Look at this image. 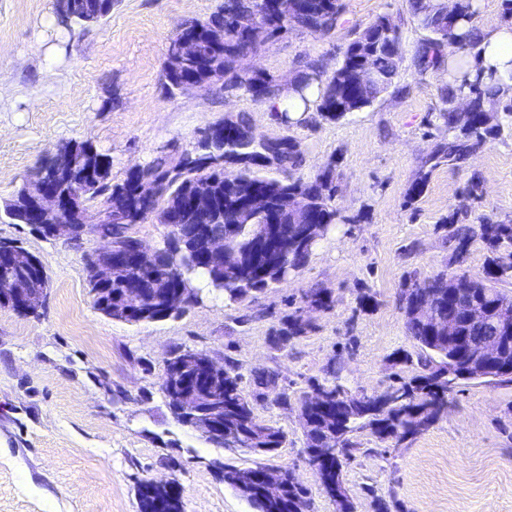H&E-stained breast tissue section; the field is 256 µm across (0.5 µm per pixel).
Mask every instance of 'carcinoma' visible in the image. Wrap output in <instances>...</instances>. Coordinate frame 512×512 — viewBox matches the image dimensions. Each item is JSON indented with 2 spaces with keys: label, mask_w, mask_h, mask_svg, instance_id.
Wrapping results in <instances>:
<instances>
[{
  "label": "carcinoma",
  "mask_w": 512,
  "mask_h": 512,
  "mask_svg": "<svg viewBox=\"0 0 512 512\" xmlns=\"http://www.w3.org/2000/svg\"><path fill=\"white\" fill-rule=\"evenodd\" d=\"M269 0H222V3L206 19H189L182 22L171 39L167 52L174 44L186 37L196 40L197 50L192 56L178 62L167 58L162 72V84L167 93L184 92V82L190 78L197 82L214 77L224 79V87L242 89L254 101L268 103L276 96L272 79L258 71H246L239 67L240 44L243 38L239 29L243 19H254L266 27V38H273L290 29L312 34H324L335 29L342 16L340 0H302L303 12L283 21L269 11ZM114 0H56L55 12L59 22L67 27H87L100 24L112 14ZM411 9L418 25L427 32L416 48L417 66L426 70L435 66L447 46L477 43L476 29L465 34L458 33L460 24H474L476 10L473 0L458 4L453 14H448L445 3L429 0H410ZM401 59V42L398 31L390 20L379 17L363 28L347 45L341 63L329 79H322L315 64L297 79L300 98L305 108H314L321 118L335 122L370 106L376 96L392 84L397 75ZM460 77L448 84L444 100L448 108L438 114V120L448 131V138L436 145L427 159L430 168L442 165L454 166L467 159L480 148L488 137L497 134L495 127L486 124L483 115V99L499 94L493 84L484 81L482 74L470 77L465 58L455 59ZM368 68L374 81L364 87L357 84L358 71ZM316 85L317 97L310 101L304 90ZM76 157L75 167L58 175L57 184L61 193L85 194L88 202L110 209L118 202L130 207L127 222L112 224V238L120 246L127 245L131 226L147 219L146 213L154 204L171 210H179L178 229L175 238H167L160 250L158 263L151 267L134 265L128 278L138 281L145 290L146 300L142 313L126 317L129 323L159 321L160 298L175 286H193L192 276L202 272L208 276L209 285L224 295L230 303L251 300L270 285L287 280L288 276L304 267L312 253L315 242L298 238L294 214L283 210L281 200L292 196L302 202L311 223L329 226L339 217L334 204L336 184L332 168L328 167L313 176L297 173L300 163V145L291 138L256 141L252 128L244 119L236 121L235 129L224 135L221 150L224 162L237 164V182H224V171L196 157L192 151L174 163L167 158H156L142 167L141 177L155 184L156 192L148 200L140 192L142 184L127 175L123 182L114 184L111 179L112 160L108 154L83 142H69ZM208 182L213 189V206L201 213L189 205L192 187ZM258 186L264 191L267 201L265 211L253 215L247 224L237 221L234 203L241 194L240 188ZM28 197L17 192L4 208V215L12 224H22L27 213ZM276 213L281 227L280 260L278 266L269 269L252 265L257 236L263 225L270 223L268 213ZM209 225L210 233H229L231 249L237 254V262L229 267L212 266L195 249L197 225ZM484 240L492 256L487 260L484 276L470 279L472 288L465 297L448 298V274L416 281L404 291V310L408 334L417 347L416 357L409 354L396 355L395 361L404 365L416 363L415 373L407 380L389 386L385 401L376 404L364 396H356L342 383L340 369L332 363L323 381L317 386L330 397L328 411H320L301 401L303 427L309 448H320L326 442L335 445V454L330 465H319L315 472L320 483L329 481L346 486L345 468L356 458L359 451L357 435L366 433L388 447L412 439L437 423L448 410L450 390L448 384L456 385L468 381L457 378V372L465 369L469 354L449 361L448 338L441 336L438 326L448 321L460 325L466 339L477 340L493 335V325L473 326L463 321L464 306L476 302L480 306L494 305L512 308V295L501 291L498 285L512 282V224L490 223L461 224L456 227L452 239L456 242L454 262H464L468 247L474 238ZM180 250L179 264L170 265L169 254ZM89 292L94 307L104 316L111 315L110 308L127 288L124 280L102 284L96 279L93 258L84 257ZM424 293L433 296L436 320L421 325L411 317L415 300ZM305 302L325 312L333 309L334 299L326 289L312 288L305 294ZM309 324L301 321L297 312L284 314L275 329L277 336L297 339L303 336ZM278 374L266 370L251 374L252 391L242 387L243 375L232 361L224 363V375L196 386L209 396L224 404V429L235 433L239 447L250 448L254 435H262L273 448H280L287 437L283 430L255 411L254 403L268 401L274 405L288 404V393H273ZM139 512H171L172 505L156 493L138 488ZM298 499L309 500L307 489L292 487L283 498L270 501L260 495L248 500L256 512H291L289 505Z\"/></svg>",
  "instance_id": "carcinoma-1"
}]
</instances>
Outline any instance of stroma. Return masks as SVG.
<instances>
[{"label": "stroma", "instance_id": "35a3bbf8", "mask_svg": "<svg viewBox=\"0 0 512 512\" xmlns=\"http://www.w3.org/2000/svg\"><path fill=\"white\" fill-rule=\"evenodd\" d=\"M220 0H114L110 17L82 29L58 23L54 0H0V206L47 154L69 140L89 141L112 158V180L157 157L175 160L209 125L248 118L257 136L299 142L301 174L335 167L340 220L287 282L252 302L230 304L207 288L177 318L125 323L98 313L85 255L103 245L86 234L80 248L31 226L0 219V240L37 255L49 281L38 315L0 305V512H139L141 480L176 479L184 512H254L225 484L222 467L285 468L307 488L312 512H336L306 454L297 407L257 403L287 445L271 456L209 444L172 413L160 389L176 348L233 360L243 375L276 372L290 398L309 392L340 358L351 392L377 393L413 367L401 308L414 280L453 270L451 221L512 222V125L461 166L435 169L424 193L409 188L447 133L448 62L420 70L425 33L408 0H342L328 35L288 31L261 42L242 67L270 75L279 90L318 63L331 76L358 29L388 17L401 37L402 62L374 103L336 122L317 114L298 124L273 119L245 91L217 83L168 94L161 81L179 25L205 19ZM481 189L468 198L471 177ZM313 287L329 289L331 311L312 314L306 336L278 346L283 312ZM376 303L363 306L362 293ZM355 512H512V385L468 382L455 388L446 417L387 448L373 437L346 469Z\"/></svg>", "mask_w": 512, "mask_h": 512}]
</instances>
